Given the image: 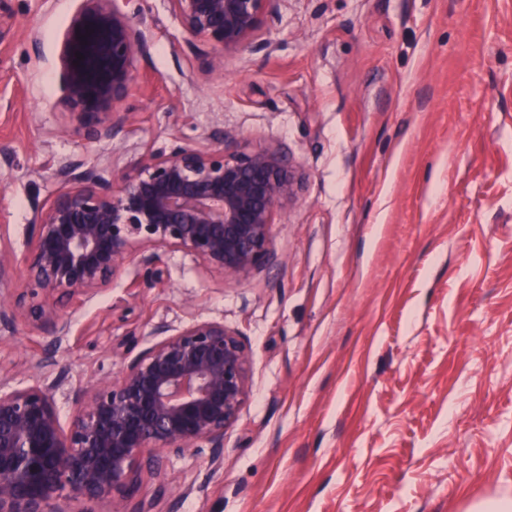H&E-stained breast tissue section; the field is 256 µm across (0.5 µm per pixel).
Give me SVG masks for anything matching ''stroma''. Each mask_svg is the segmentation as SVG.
<instances>
[{
	"instance_id": "stroma-1",
	"label": "stroma",
	"mask_w": 512,
	"mask_h": 512,
	"mask_svg": "<svg viewBox=\"0 0 512 512\" xmlns=\"http://www.w3.org/2000/svg\"><path fill=\"white\" fill-rule=\"evenodd\" d=\"M148 41L134 120L86 140L53 104L79 0H0V237L29 249L33 203L72 158L114 170L211 131L281 146L303 176L275 215L276 265L213 277L166 251L64 302L72 389L117 374L110 348L153 325L224 321L251 397L207 451L171 457L174 512H468L512 500V0H280L259 47L206 70L168 0H136ZM40 34L38 45L23 38ZM44 337L0 331V364L39 372Z\"/></svg>"
}]
</instances>
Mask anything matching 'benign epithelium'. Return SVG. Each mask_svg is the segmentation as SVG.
<instances>
[{
    "mask_svg": "<svg viewBox=\"0 0 512 512\" xmlns=\"http://www.w3.org/2000/svg\"><path fill=\"white\" fill-rule=\"evenodd\" d=\"M129 2L80 0L59 45L57 106L90 140L110 139L132 119L118 105L148 43ZM277 2L169 0L187 45L209 69L223 66L224 52L253 44ZM210 140L143 154L120 172L73 159L55 172L56 198L32 208L29 253L20 259L0 244V328L24 322L51 337L40 370H55L70 333L58 304L106 290L129 261L145 288L163 284L166 250L221 278L272 265L274 214L296 199L299 172L281 147L249 149L221 127ZM18 276L26 299H12ZM152 335L157 340L137 352L112 350L119 372L75 391L67 426L54 401L62 376L22 385L0 374V512H74L76 500L103 512H158L173 493L170 456L205 444L211 465L221 466L224 437L250 399L244 337L222 321L198 319L160 322ZM145 473L157 483L150 497L139 493Z\"/></svg>",
    "mask_w": 512,
    "mask_h": 512,
    "instance_id": "1",
    "label": "benign epithelium"
}]
</instances>
